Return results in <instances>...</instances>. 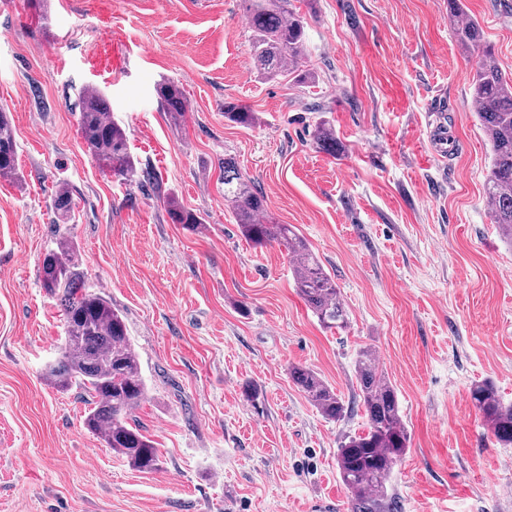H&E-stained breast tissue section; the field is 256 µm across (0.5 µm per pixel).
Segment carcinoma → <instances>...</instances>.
I'll return each instance as SVG.
<instances>
[{
  "label": "carcinoma",
  "mask_w": 512,
  "mask_h": 512,
  "mask_svg": "<svg viewBox=\"0 0 512 512\" xmlns=\"http://www.w3.org/2000/svg\"><path fill=\"white\" fill-rule=\"evenodd\" d=\"M249 3L250 55L257 71L266 79L293 77L295 83L315 82V72L304 68L308 49L306 18L294 0H246ZM453 18H464L454 26L460 51L477 55L472 77L471 101L490 145L491 164L485 181L492 222L512 244V74L503 71L491 50L483 44L479 22L468 16L461 0H448ZM164 112L174 124L184 122L188 111L183 88L174 81L157 85ZM105 95L88 86L80 93L78 129L86 151L105 171L130 182L150 183L131 155L125 131L112 121ZM224 117L241 125L257 122L255 113L234 103H224ZM316 143L336 149L335 131L322 123L314 131ZM18 146L7 112L0 109V178L17 179ZM224 203L237 220L241 235L256 247L277 243L285 248L295 287L320 324L343 330L349 323L346 307L338 297L336 282L328 274L306 241L290 224L265 219L264 196L251 185L232 157L224 158ZM58 228L56 246L41 262V286L57 298L65 322V336L57 347L56 359L46 369L54 387L67 391L77 387L87 396L84 426L112 452L141 472L160 467L159 449L133 418L146 399L141 374L124 319L101 293L86 286L82 260L68 237L74 199L68 185L56 186L53 198ZM167 214L174 224L193 229L204 218L193 209L166 197ZM293 382L309 401L331 421L346 414L344 401L317 374L306 367L289 369ZM361 401L367 415L366 429L347 437L337 450L336 464L349 496V512H402L386 495L394 467L408 447V433L400 414L397 393L379 369L369 350L356 361ZM470 400L484 426L503 447L512 446V403H506L488 381L475 382Z\"/></svg>",
  "instance_id": "carcinoma-1"
}]
</instances>
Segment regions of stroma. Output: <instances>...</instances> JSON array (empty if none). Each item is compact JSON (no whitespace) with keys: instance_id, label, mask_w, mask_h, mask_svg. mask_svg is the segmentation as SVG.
Listing matches in <instances>:
<instances>
[{"instance_id":"stroma-1","label":"stroma","mask_w":512,"mask_h":512,"mask_svg":"<svg viewBox=\"0 0 512 512\" xmlns=\"http://www.w3.org/2000/svg\"><path fill=\"white\" fill-rule=\"evenodd\" d=\"M463 3L511 73L512 0ZM249 36L243 0H0V107L23 176L0 180V512H310L319 500L348 512L336 453L367 425L364 349L409 435L389 497L403 512H512V447L469 397L488 379L512 401V245L490 218L474 62L448 0H315L311 87L262 77ZM168 79L189 101L179 129L155 92ZM88 85L140 167L203 215L198 229L86 152ZM228 101L259 124L225 119ZM440 102L457 145L445 161L427 132ZM323 121L335 151L314 141ZM228 157L333 277L347 329L308 309L283 247L240 234L224 205ZM60 182L86 283L122 314L139 356L147 398L135 415L162 459L152 473L85 429L82 394L43 378L64 335L39 278ZM294 366L344 400L343 419L321 416Z\"/></svg>"}]
</instances>
